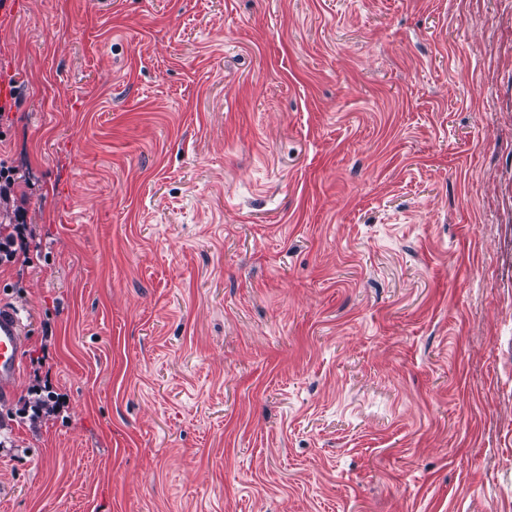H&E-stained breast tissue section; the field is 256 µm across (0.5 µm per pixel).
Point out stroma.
Listing matches in <instances>:
<instances>
[{
  "label": "stroma",
  "mask_w": 512,
  "mask_h": 512,
  "mask_svg": "<svg viewBox=\"0 0 512 512\" xmlns=\"http://www.w3.org/2000/svg\"><path fill=\"white\" fill-rule=\"evenodd\" d=\"M0 80V512H512V0H12ZM14 221L0 226V272L2 267L16 265L22 259L24 264H34L41 259L37 247L30 248L32 236L27 224H24L22 211L15 210ZM23 340L21 320L11 308H0V399L7 400L20 373ZM37 383L33 386L35 389L36 397L32 400H28L24 403L22 411L26 416L31 418L43 417L45 415H50L51 413H57L60 408L59 395L53 391L52 385L48 383V380L40 384L41 380L38 375H35ZM47 396L50 399V404L47 406L43 405L41 401V397Z\"/></svg>",
  "instance_id": "obj_1"
}]
</instances>
